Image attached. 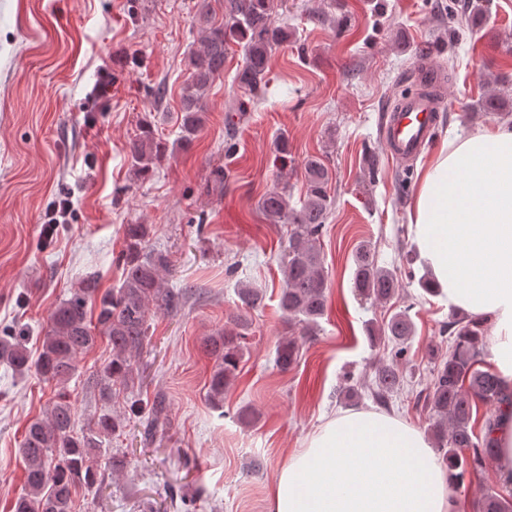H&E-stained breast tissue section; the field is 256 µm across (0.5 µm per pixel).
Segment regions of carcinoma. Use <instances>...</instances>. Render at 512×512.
Wrapping results in <instances>:
<instances>
[{"instance_id": "carcinoma-1", "label": "carcinoma", "mask_w": 512, "mask_h": 512, "mask_svg": "<svg viewBox=\"0 0 512 512\" xmlns=\"http://www.w3.org/2000/svg\"><path fill=\"white\" fill-rule=\"evenodd\" d=\"M222 8L216 18L214 3ZM288 0H197L194 23L199 50L188 59L189 80L182 89L181 125L178 144L189 147L204 123L205 101L224 72V59L232 46L241 49L243 62L234 82L257 96L273 51L288 41L291 33L273 23L275 7ZM168 144L156 137L148 123L140 127L130 143L129 162L133 175L144 180L165 156ZM306 193L299 204H291L286 187L267 192L259 206L273 224L289 226L288 244L282 264L283 286L278 307L290 325L300 326V336H312L327 308L328 280L317 243L323 233L334 199L329 192L331 174L321 158L308 157L303 164ZM149 224L124 225V249L117 261L120 284L101 290L93 276L71 289L70 297L51 313L39 339V352L32 357L26 337L7 332L0 335V362L16 372H35L41 378L65 386L77 372L78 355L104 339L112 346V357L92 372L87 383L102 399L112 398V386H132L138 376V359L149 344L148 321L158 312L182 309L179 292L168 287L170 261L165 252L149 246ZM353 287L362 296L386 303L400 290L395 272L377 264L371 245H358L353 255ZM237 296L241 307L255 309L263 294L243 286ZM415 331L408 310L393 313L368 328L370 338L383 336L394 344L391 359L377 367L372 399L386 407L404 382L402 359L406 343ZM448 336V355L437 359L430 386L423 396L433 448L442 458L453 480L463 481L496 456L492 432L505 406L512 405V387L490 370L476 368L483 351L482 332L475 321L454 319L442 326ZM248 322L240 319L232 329H221L203 339V347L214 358L207 397L215 406L224 401V391L238 374L244 357ZM299 336H284L275 347V363L283 371L292 367L299 354ZM482 402L493 407L475 433L473 406ZM74 410L65 394L48 405L45 417L30 422L19 448L25 465V485L13 512H72V495L79 486H92L97 474L90 456L101 451L103 439L122 429L126 417L104 411L77 433ZM478 512H512V488H490L478 504Z\"/></svg>"}]
</instances>
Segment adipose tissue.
I'll return each mask as SVG.
<instances>
[{
	"label": "adipose tissue",
	"mask_w": 512,
	"mask_h": 512,
	"mask_svg": "<svg viewBox=\"0 0 512 512\" xmlns=\"http://www.w3.org/2000/svg\"><path fill=\"white\" fill-rule=\"evenodd\" d=\"M438 299L492 321L488 361L512 384V125L443 142L408 214ZM269 512H462L418 428L373 410L328 420L279 470Z\"/></svg>",
	"instance_id": "adipose-tissue-1"
}]
</instances>
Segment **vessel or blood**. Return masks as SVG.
I'll use <instances>...</instances> for the list:
<instances>
[{"mask_svg": "<svg viewBox=\"0 0 512 512\" xmlns=\"http://www.w3.org/2000/svg\"><path fill=\"white\" fill-rule=\"evenodd\" d=\"M419 82V88L402 93L385 110L382 142L396 161L412 159L429 146L444 109L445 72L421 67Z\"/></svg>", "mask_w": 512, "mask_h": 512, "instance_id": "obj_1", "label": "vessel or blood"}]
</instances>
